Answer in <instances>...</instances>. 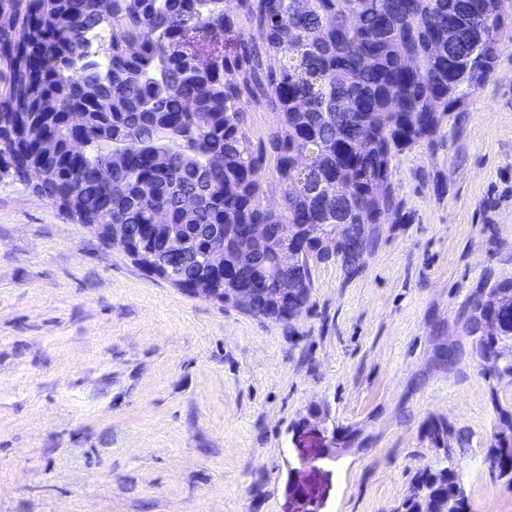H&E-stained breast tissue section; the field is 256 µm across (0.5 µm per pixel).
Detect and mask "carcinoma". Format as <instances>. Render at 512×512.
I'll return each mask as SVG.
<instances>
[{"mask_svg": "<svg viewBox=\"0 0 512 512\" xmlns=\"http://www.w3.org/2000/svg\"><path fill=\"white\" fill-rule=\"evenodd\" d=\"M0 0V159L22 181L34 172L45 196L64 200L94 224H127L152 250L176 233L190 261L213 273L208 252L224 250V273L261 265L255 282L269 301L241 310L278 320L276 299L308 304L293 292L312 288V265L342 262L379 238L381 214L399 209L395 160L434 145L451 113L477 89V69L494 71L512 37L504 0ZM213 65L202 68V56ZM262 100L273 117L255 144L245 101ZM78 112L82 123L72 126ZM76 140L85 144L80 157ZM275 162L282 202L262 204L259 171ZM194 196L187 210L182 199ZM163 209L168 220L157 224ZM271 231L254 241L251 226ZM312 226L310 266L278 268L295 227ZM499 338L478 340L481 375L512 374L493 357ZM448 464H428L410 483L399 512H420L414 488L432 489L445 512L461 473L452 435L428 427ZM486 458L512 484V437L491 439Z\"/></svg>", "mask_w": 512, "mask_h": 512, "instance_id": "obj_1", "label": "carcinoma"}]
</instances>
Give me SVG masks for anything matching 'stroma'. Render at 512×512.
I'll return each instance as SVG.
<instances>
[{
  "label": "stroma",
  "instance_id": "1",
  "mask_svg": "<svg viewBox=\"0 0 512 512\" xmlns=\"http://www.w3.org/2000/svg\"><path fill=\"white\" fill-rule=\"evenodd\" d=\"M361 269L313 267L283 325L184 293L0 178V512H397L444 421L473 512H512L485 460L496 404L463 333L512 276V42L429 148ZM355 440L322 455V432Z\"/></svg>",
  "mask_w": 512,
  "mask_h": 512
}]
</instances>
